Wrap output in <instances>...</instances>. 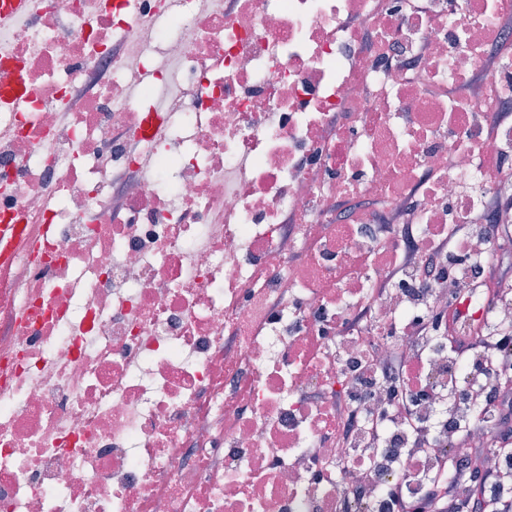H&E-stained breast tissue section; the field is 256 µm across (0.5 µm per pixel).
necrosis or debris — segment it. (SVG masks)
Returning a JSON list of instances; mask_svg holds the SVG:
<instances>
[{"mask_svg":"<svg viewBox=\"0 0 512 512\" xmlns=\"http://www.w3.org/2000/svg\"><path fill=\"white\" fill-rule=\"evenodd\" d=\"M236 3L42 0L0 29V222L39 242L0 265V512H412V473L341 466L374 420L373 456L411 445L396 351L438 453L497 458L481 422L455 446L443 395L486 367L453 338L512 330L473 275L512 231L420 305L416 271L376 290L403 243L371 229L410 202L417 239L455 234L488 158L512 172V124L486 133L512 0ZM424 305L456 316L420 355L400 326ZM388 370L396 372L407 387L424 388L423 379L417 371L408 369L406 361L399 353H394L387 365Z\"/></svg>","mask_w":512,"mask_h":512,"instance_id":"4bbe7bcc","label":"necrosis or debris"}]
</instances>
